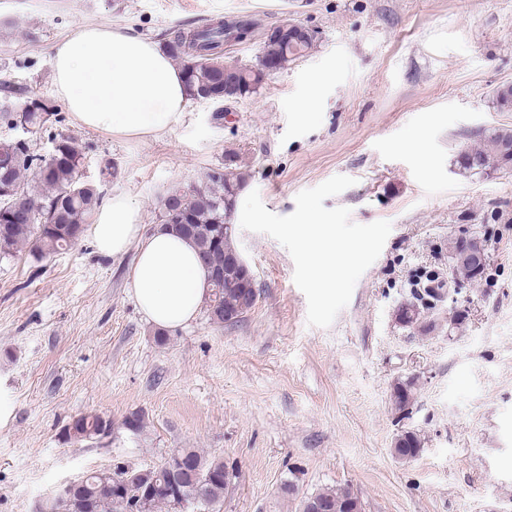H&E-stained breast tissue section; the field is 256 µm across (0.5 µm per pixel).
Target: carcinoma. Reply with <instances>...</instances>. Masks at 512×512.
I'll use <instances>...</instances> for the list:
<instances>
[{"instance_id": "1", "label": "carcinoma", "mask_w": 512, "mask_h": 512, "mask_svg": "<svg viewBox=\"0 0 512 512\" xmlns=\"http://www.w3.org/2000/svg\"><path fill=\"white\" fill-rule=\"evenodd\" d=\"M250 22L217 21L187 32L178 31L166 42V53L177 61L187 96L191 100H239L257 93L266 83L268 74L262 65L242 67L234 65L230 87L220 86L224 76L222 49L224 34L236 28H252ZM313 46V39L283 32L278 29L267 33L261 59H275L279 68L304 55ZM0 124L11 129H23L26 135L48 134L52 137L54 160L44 167V156L31 151L28 141L16 139L0 142V255H12L24 249L46 257L72 247L84 233L100 207L103 196L98 187L80 179L82 154L75 143L61 133H53L65 121L60 105L35 104L19 114L11 107L16 98H30L28 91L3 83L0 85ZM512 144L511 128H490L478 135L477 141L463 148L457 156L458 167L466 173L480 174L512 169V158L503 155L501 146ZM248 174L230 166L210 170L199 187H173L167 194L179 195V212L172 215L161 207V224H182L178 232L194 243L200 254L207 256L208 269L224 266L221 283L209 279L211 293L208 311L218 324H234L243 318L255 301L247 288L245 271L230 266L227 260L238 254L232 244L233 228L227 220L234 209L239 192L247 182ZM453 268L461 279L475 283L483 274L474 270L469 258L460 253ZM444 280L431 273L417 281L409 298L398 307L401 324L422 335L436 331L428 323V314L434 312L441 301ZM418 378L408 377L395 384L393 403L396 411L405 417L410 413ZM112 430V421L98 414L82 415L73 420L68 438L101 437ZM422 441L413 431H402L394 442L393 454L403 460L420 455ZM180 458L187 463L181 468L178 461L169 458L146 474L148 482H168L173 470H178L183 495L192 498L188 507L180 509L177 500L156 492L150 501V512H190L198 504L215 508L224 498L233 473L218 459H209L196 448H184ZM140 468L118 461L106 471H95L81 478L79 496L84 512H140L137 488L125 487V482L136 476ZM324 506V512H348L352 507L363 512L362 504L348 487L326 488L301 497L299 512H309L311 505ZM45 512H75L74 499L54 497L47 501Z\"/></svg>"}]
</instances>
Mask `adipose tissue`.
<instances>
[{
	"label": "adipose tissue",
	"instance_id": "ef3b65f1",
	"mask_svg": "<svg viewBox=\"0 0 512 512\" xmlns=\"http://www.w3.org/2000/svg\"><path fill=\"white\" fill-rule=\"evenodd\" d=\"M55 92L79 126L113 136L170 131L187 96L180 71L158 45L111 25L81 26L49 53ZM88 234L99 252L136 254L131 295L154 325L176 329L194 320L208 296V271L189 240L163 227L146 230L122 193L102 202Z\"/></svg>",
	"mask_w": 512,
	"mask_h": 512
}]
</instances>
